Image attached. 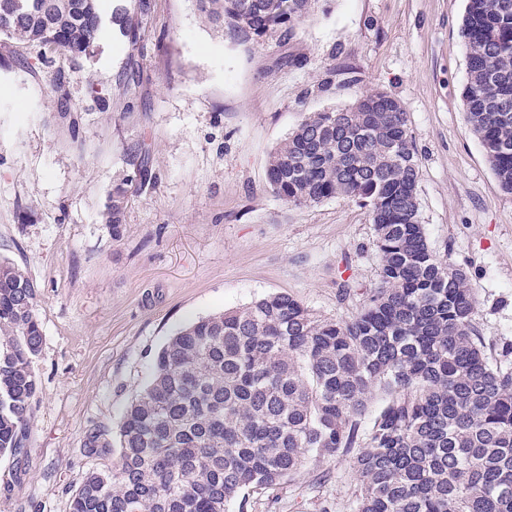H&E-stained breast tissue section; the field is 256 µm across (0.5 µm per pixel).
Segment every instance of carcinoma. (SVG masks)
<instances>
[{
  "label": "carcinoma",
  "instance_id": "1",
  "mask_svg": "<svg viewBox=\"0 0 512 512\" xmlns=\"http://www.w3.org/2000/svg\"><path fill=\"white\" fill-rule=\"evenodd\" d=\"M0 0V35L93 54L106 23L134 47L150 0ZM239 44L291 39L328 0H197ZM461 97L501 189L512 193V0H466ZM127 164L148 176L147 150ZM419 168L401 103L383 91L310 112L270 154L267 182L300 206L338 195L368 208L380 286L349 320L320 318L286 293L200 318L161 348L127 406L118 460L90 471L70 512H228L279 488L312 455L359 449L355 512H512V369L494 364L471 316L465 272L431 251ZM112 193L105 223L120 236ZM39 285L0 258V456L24 447L38 389ZM381 406L362 417L374 396Z\"/></svg>",
  "mask_w": 512,
  "mask_h": 512
}]
</instances>
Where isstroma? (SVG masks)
I'll use <instances>...</instances> for the list:
<instances>
[{"label":"stroma","mask_w":512,"mask_h":512,"mask_svg":"<svg viewBox=\"0 0 512 512\" xmlns=\"http://www.w3.org/2000/svg\"><path fill=\"white\" fill-rule=\"evenodd\" d=\"M465 4L332 0L295 38L252 46L196 0H151L135 51L108 34L50 70L40 48L0 37V256L37 281L43 332L25 449L0 457V512H70L88 471L116 458L156 353L191 321L281 292L326 319L359 312L380 283L367 208L288 205L266 166L305 113L370 91L407 113L429 246L466 271L472 325L491 361L512 365V194L465 119ZM137 141L146 183L127 179ZM121 185L116 238L103 214ZM359 482L352 453L313 456L229 512H354Z\"/></svg>","instance_id":"1"}]
</instances>
